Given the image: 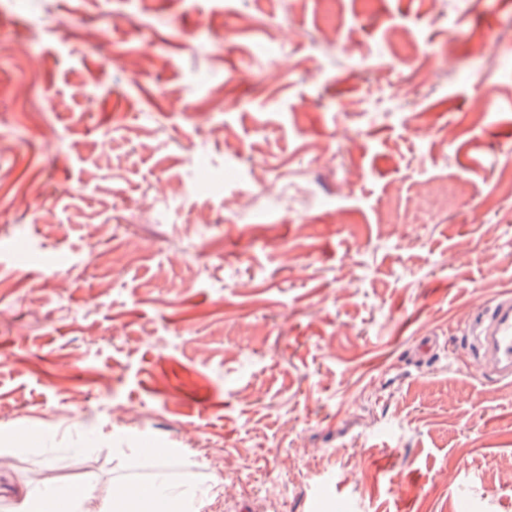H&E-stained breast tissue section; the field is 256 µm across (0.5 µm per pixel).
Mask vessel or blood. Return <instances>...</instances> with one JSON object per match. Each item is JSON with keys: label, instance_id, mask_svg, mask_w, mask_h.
Segmentation results:
<instances>
[{"label": "vessel or blood", "instance_id": "b4317fda", "mask_svg": "<svg viewBox=\"0 0 512 512\" xmlns=\"http://www.w3.org/2000/svg\"><path fill=\"white\" fill-rule=\"evenodd\" d=\"M476 361L497 381L512 382V297L490 308L470 338Z\"/></svg>", "mask_w": 512, "mask_h": 512}]
</instances>
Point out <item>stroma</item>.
I'll return each instance as SVG.
<instances>
[{"instance_id":"stroma-1","label":"stroma","mask_w":512,"mask_h":512,"mask_svg":"<svg viewBox=\"0 0 512 512\" xmlns=\"http://www.w3.org/2000/svg\"><path fill=\"white\" fill-rule=\"evenodd\" d=\"M344 10L0 0V512L147 461L206 512H512L467 353L512 296V0Z\"/></svg>"}]
</instances>
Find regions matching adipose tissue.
Wrapping results in <instances>:
<instances>
[{
    "label": "adipose tissue",
    "instance_id": "obj_1",
    "mask_svg": "<svg viewBox=\"0 0 512 512\" xmlns=\"http://www.w3.org/2000/svg\"><path fill=\"white\" fill-rule=\"evenodd\" d=\"M13 512H201L204 498L190 489L178 490L155 481L148 493L131 488L125 495L96 497L91 489L50 491L22 484L11 492Z\"/></svg>",
    "mask_w": 512,
    "mask_h": 512
}]
</instances>
